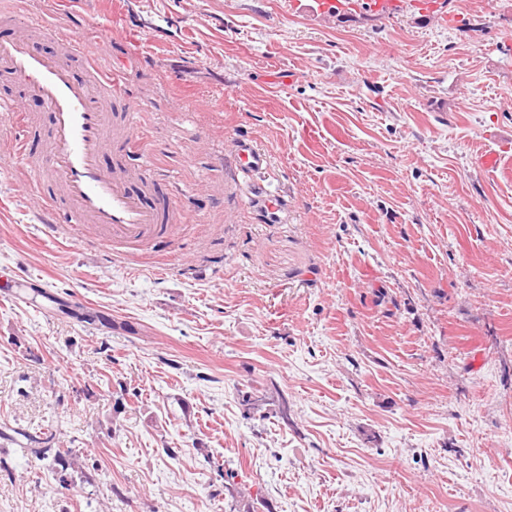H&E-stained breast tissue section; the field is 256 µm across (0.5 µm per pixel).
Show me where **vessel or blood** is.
I'll list each match as a JSON object with an SVG mask.
<instances>
[{"instance_id": "1", "label": "vessel or blood", "mask_w": 512, "mask_h": 512, "mask_svg": "<svg viewBox=\"0 0 512 512\" xmlns=\"http://www.w3.org/2000/svg\"><path fill=\"white\" fill-rule=\"evenodd\" d=\"M0 24L11 28L0 39V68L41 103L51 133L46 153L31 154L24 104L0 96V115L20 130L9 155L33 180L42 233L53 237L66 226L95 224L114 251L169 239L187 202L163 192V180L147 160H135L138 104L118 95L116 77L94 46L81 32L54 31L35 13L0 9ZM38 35L53 39L60 55L36 52ZM107 153L112 156L108 166L101 162ZM233 162L247 208L263 209L270 223H283L286 202L269 195L258 181L268 169L266 152L240 139Z\"/></svg>"}]
</instances>
